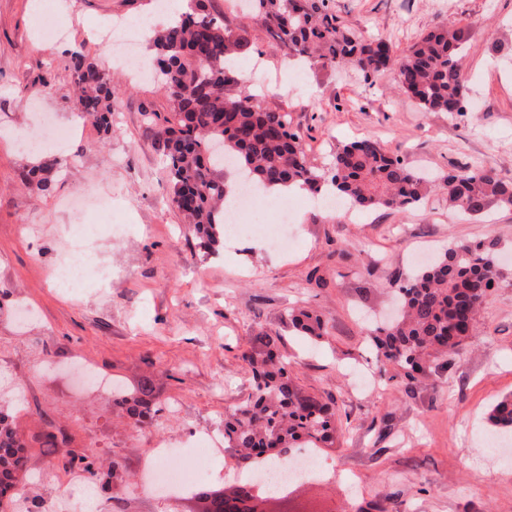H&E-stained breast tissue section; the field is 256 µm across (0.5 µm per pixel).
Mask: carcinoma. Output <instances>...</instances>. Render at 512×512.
I'll list each match as a JSON object with an SVG mask.
<instances>
[{
	"label": "carcinoma",
	"mask_w": 512,
	"mask_h": 512,
	"mask_svg": "<svg viewBox=\"0 0 512 512\" xmlns=\"http://www.w3.org/2000/svg\"><path fill=\"white\" fill-rule=\"evenodd\" d=\"M251 22L302 61L331 68L350 67L364 79L389 68L401 90L426 112L464 113L468 89L462 75L466 52L463 30L437 25L402 52L384 38L366 39L348 27L330 0H249ZM155 78L168 95L170 111H144V121L162 125L163 164L170 203L193 226L204 252L224 248V209L228 165L256 191L295 184L319 193L327 186L349 207L405 209L427 195L429 181L401 160L383 153L371 140L336 148L329 172L311 166L302 138L287 112L268 108L244 90L229 57L249 48L248 30L234 34L221 16L204 10L202 0H187L170 25L153 39ZM69 69L79 89V111L95 125L112 127L116 91L110 74L81 52L70 54ZM442 188L448 205L470 217L492 209L512 210V178L502 177L488 161L448 171ZM497 241L457 242L432 264L398 288L400 314L368 332L381 364L404 370L418 380L429 363L454 364L463 342L474 332L476 317L500 277ZM288 325L319 341L326 321L303 308L288 310ZM278 337L260 331L251 352L243 355L253 378L247 403L224 417V443L242 461L261 464L282 460L292 448H331L336 443L332 404L304 395L296 387L288 361L278 351ZM136 423L154 420L161 411L146 382L114 399ZM493 434L512 435V397L489 412ZM25 444L0 415V503L15 504L25 468ZM253 485L198 491L199 512H224V501L237 499Z\"/></svg>",
	"instance_id": "carcinoma-1"
}]
</instances>
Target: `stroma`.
Returning a JSON list of instances; mask_svg holds the SVG:
<instances>
[{
  "instance_id": "1",
  "label": "stroma",
  "mask_w": 512,
  "mask_h": 512,
  "mask_svg": "<svg viewBox=\"0 0 512 512\" xmlns=\"http://www.w3.org/2000/svg\"><path fill=\"white\" fill-rule=\"evenodd\" d=\"M32 2L0 0V387L21 392L17 400L0 395V415L26 445L24 498L42 512H55L66 495L87 498L90 512H197L191 496L144 493L140 463L162 437L223 436L225 414L253 391L242 354L266 330L279 335L297 388L332 401L339 420L335 447L315 451L332 477L292 485L288 512H347L376 500L387 512H512V449L486 444L489 409L512 393V210L470 218L433 190L407 210L336 217L306 192L288 226V251L248 235L205 253L167 202L159 130L142 122L143 111H168L165 92L129 76L90 31L140 17L162 30L160 0H45L35 19ZM203 3L230 29L248 26L240 86L251 88L253 64L264 68L266 105L289 113L314 166L327 169L340 143L368 138L438 182L486 160L512 178V57L492 47L512 45V0H332L349 27L402 50L436 24L463 29L464 72L480 107L454 116L420 109L395 70L366 80L300 63L250 25L239 0ZM52 27L67 28V39L42 41ZM73 50L119 90L111 132L76 108L66 68ZM72 125L63 147L50 143L54 127ZM50 161L49 190L25 179ZM101 202L111 205L113 223L136 226L134 241L114 250L102 232L88 252L68 251L73 226L97 223ZM489 237L499 242V283L460 360L432 364L410 385L397 367H381L366 340L368 317L387 310L415 273L416 254ZM103 254L111 282L91 279L74 292L51 284L61 263L88 269ZM20 305L32 313L23 324L13 320ZM292 307L321 314L327 335L315 344L296 335L285 319ZM78 361L129 390L151 381L162 408L156 421L131 427L110 395L79 387ZM52 433L65 436L66 448L52 445ZM67 449L118 478L83 484L66 464Z\"/></svg>"
}]
</instances>
